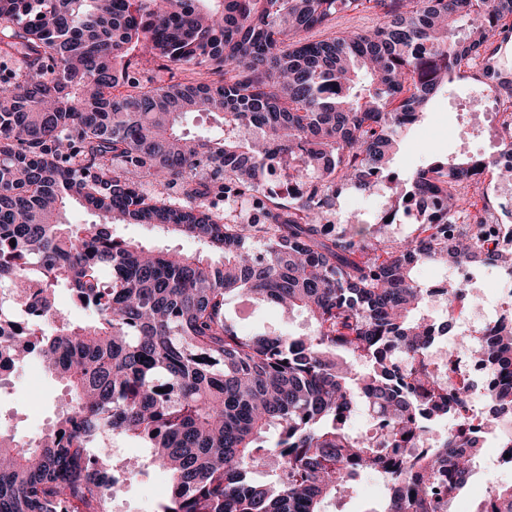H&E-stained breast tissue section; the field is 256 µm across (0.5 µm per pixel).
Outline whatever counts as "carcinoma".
Masks as SVG:
<instances>
[{
  "label": "carcinoma",
  "mask_w": 512,
  "mask_h": 512,
  "mask_svg": "<svg viewBox=\"0 0 512 512\" xmlns=\"http://www.w3.org/2000/svg\"><path fill=\"white\" fill-rule=\"evenodd\" d=\"M366 1L373 30L302 37ZM506 28L512 0H0V368L36 357L69 391L35 442L0 432V512H112V488L153 468L169 480L159 512H324L384 467L368 512H452L485 442L427 367L448 322L423 313L415 271L512 268L497 225L453 224L490 169L447 159L393 180L438 204L409 240L355 215L337 232L326 212L390 178L397 137L482 52L511 51L492 41ZM176 71L198 78L164 79ZM194 112L216 126L186 132ZM277 168L311 190L237 220L230 204ZM73 203L99 222L68 223ZM118 224L205 251L149 250ZM233 297L309 329L243 335ZM482 336L495 416L512 406V325ZM360 411L369 434L350 427ZM451 416L457 429L408 453ZM122 440L148 453L101 452ZM472 512H512V486Z\"/></svg>",
  "instance_id": "cac0c4a2"
}]
</instances>
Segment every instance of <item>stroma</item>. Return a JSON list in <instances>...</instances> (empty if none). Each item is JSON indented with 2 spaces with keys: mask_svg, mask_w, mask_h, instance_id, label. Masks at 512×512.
<instances>
[{
  "mask_svg": "<svg viewBox=\"0 0 512 512\" xmlns=\"http://www.w3.org/2000/svg\"><path fill=\"white\" fill-rule=\"evenodd\" d=\"M468 92L460 81H453L447 92L433 99L426 111L409 131L402 134L391 169L396 178L405 179L416 169L453 157H471V150L461 148L469 128L464 112ZM338 214L357 212L362 220L378 229L381 237L404 240L412 236L415 224L404 212H397L396 221L386 224L378 196H362L353 191L344 192L337 200ZM124 239L154 249H171L184 253L198 251V244L186 237H174L159 228L146 224H122L116 229ZM226 311L237 328L246 334L265 331H304L305 316L286 319L263 304L231 301ZM65 396L61 382L45 372H33L30 365L18 367L8 381L0 383V425L18 440L28 441L53 423L59 403ZM167 478L162 469L155 468L148 475L138 476L123 488V497L131 512H156L167 491ZM385 489L375 474L361 475L353 490L344 498L329 500L325 512H370L384 499Z\"/></svg>",
  "mask_w": 512,
  "mask_h": 512,
  "instance_id": "stroma-1",
  "label": "stroma"
}]
</instances>
